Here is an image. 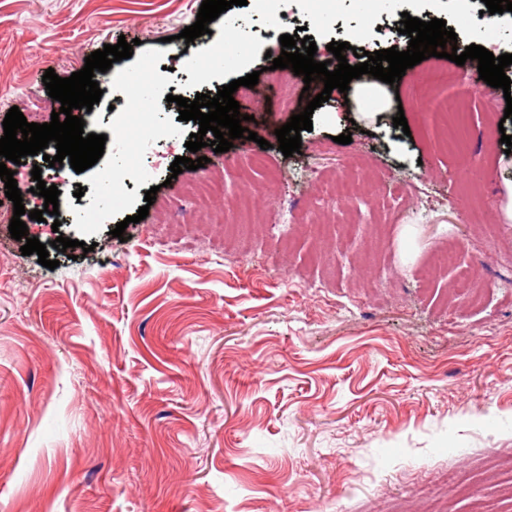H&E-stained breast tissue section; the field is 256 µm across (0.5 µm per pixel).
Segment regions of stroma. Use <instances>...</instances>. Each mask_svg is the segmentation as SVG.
<instances>
[{
  "instance_id": "1",
  "label": "stroma",
  "mask_w": 512,
  "mask_h": 512,
  "mask_svg": "<svg viewBox=\"0 0 512 512\" xmlns=\"http://www.w3.org/2000/svg\"><path fill=\"white\" fill-rule=\"evenodd\" d=\"M201 3L0 0V121L16 106L50 122L60 103L46 69L70 77L122 36L134 43L117 64L129 87L165 81L191 99L255 72L268 91L258 141L200 150V176L224 184L204 236L187 174L169 170L196 126L158 100L130 108L127 153L101 157L131 180L107 221L83 223L70 195L72 223L28 221L41 243L76 240L50 250L55 269L22 255L13 210L0 208V512H512L502 89L486 97L470 59L457 85L422 87L436 68L426 59L382 84V111L355 79L315 109L287 158L275 131L306 107L302 77L272 69L281 44L251 4L213 23L220 42L235 22L247 49L237 64L201 80L177 67ZM405 12L445 20L460 46L512 54V30L470 28L450 0L377 5L366 41L357 0L326 18L316 0H289L280 31L305 28L320 62L334 41L358 52L403 43ZM463 94L460 154L440 141L435 111ZM145 124L168 134L144 144ZM346 132L351 143H336ZM348 174L349 195L317 203L320 182ZM123 220L122 242L111 232ZM442 250L454 257L435 265ZM465 275L479 305L456 289Z\"/></svg>"
}]
</instances>
